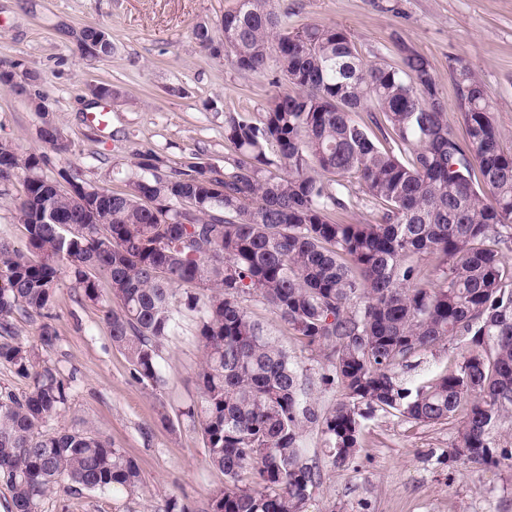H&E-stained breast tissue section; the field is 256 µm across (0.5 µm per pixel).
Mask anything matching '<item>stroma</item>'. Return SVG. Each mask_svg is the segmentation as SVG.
I'll use <instances>...</instances> for the list:
<instances>
[{"label": "stroma", "mask_w": 512, "mask_h": 512, "mask_svg": "<svg viewBox=\"0 0 512 512\" xmlns=\"http://www.w3.org/2000/svg\"><path fill=\"white\" fill-rule=\"evenodd\" d=\"M235 0H0V63L20 62L15 80L37 75L50 120L66 144L59 151L40 141V116L28 94L0 86V141L19 150L43 152V174L80 168L84 178L113 191L140 153L161 158L163 170L199 157L223 168L230 150L224 114L234 111L259 120L278 86L270 75L238 72L225 55L213 54L193 38L205 23L215 41L225 10ZM288 29L306 24L345 30L367 60L399 61L396 41L433 64L457 137L465 130L457 108L453 69L467 63L491 93L501 146L512 154V0H275ZM86 27L107 31L111 56L81 54L76 36ZM108 83L119 92L107 105L111 121L88 122L96 111L88 85ZM21 181L0 184V241L24 248L27 232L14 218ZM248 308L299 362L315 387L320 407L340 394L318 387L321 357L307 348L273 311L252 300ZM50 322L58 341L45 358L70 377V399L52 426L92 427L101 438L135 459L145 494L58 489L40 512H166L177 498L188 512H205L212 492L223 487V472L210 467L199 426L180 411L199 397L197 368L202 347L192 317L162 347L163 382L136 380L124 351L115 346L99 305L84 299L70 280L57 288ZM464 344L452 341L414 358L415 377L457 367ZM459 419L415 423L379 411L364 420L360 449L347 467H330L318 429L305 434L320 474L308 512H512V463L478 467L448 459Z\"/></svg>", "instance_id": "35a3bbf8"}]
</instances>
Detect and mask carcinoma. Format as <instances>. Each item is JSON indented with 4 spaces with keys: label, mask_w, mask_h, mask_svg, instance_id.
Returning a JSON list of instances; mask_svg holds the SVG:
<instances>
[{
    "label": "carcinoma",
    "mask_w": 512,
    "mask_h": 512,
    "mask_svg": "<svg viewBox=\"0 0 512 512\" xmlns=\"http://www.w3.org/2000/svg\"><path fill=\"white\" fill-rule=\"evenodd\" d=\"M222 46L198 24L194 39L242 73L275 68L290 90L259 122L224 113V170L190 162L163 172L140 154L121 191L81 171L42 174L45 156L0 141V183L23 179L16 219L26 250L0 242V362L32 378L0 390V483L7 512H39L61 483L74 492H143L137 462L89 428L49 430L71 381L43 353L58 339L15 341V315L49 317L68 278L102 304L114 345L136 378L161 382L160 346L196 314L203 349L199 400L181 414L199 424L208 462L224 473L208 512H306L320 477L303 436L318 428L331 467L358 452L363 421L394 411L437 423L467 406L448 458L479 466L512 461V154L500 148L491 94L459 65L463 144L430 61L399 46L400 64L363 60L328 25L288 30L273 0H236L221 19ZM373 113L374 129L358 112ZM40 140L66 145L49 120ZM384 205L381 222L348 223V183ZM338 218H332V215ZM437 261L424 280V260ZM112 295L101 299L96 274ZM266 304L322 353L321 382L342 397L321 411L298 363L264 333L244 302ZM469 338L453 371L408 384L410 359ZM255 471L253 487L238 484Z\"/></svg>",
    "instance_id": "cac0c4a2"
}]
</instances>
